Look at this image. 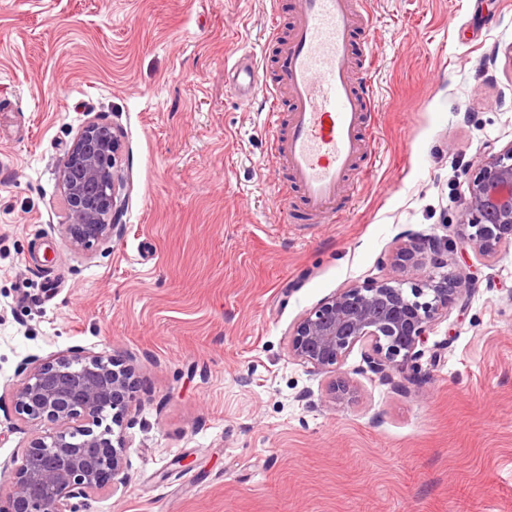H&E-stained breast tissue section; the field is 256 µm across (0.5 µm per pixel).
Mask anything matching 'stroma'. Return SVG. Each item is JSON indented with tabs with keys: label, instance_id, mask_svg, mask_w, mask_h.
Returning <instances> with one entry per match:
<instances>
[{
	"label": "stroma",
	"instance_id": "1",
	"mask_svg": "<svg viewBox=\"0 0 512 512\" xmlns=\"http://www.w3.org/2000/svg\"><path fill=\"white\" fill-rule=\"evenodd\" d=\"M298 0H0V469L38 427L14 411L26 360L81 348L132 365L123 483L80 512H512V242L456 240L467 175L512 143V0H369L363 71L380 160L341 224H290L242 50L276 73L271 15ZM118 128L126 230L59 234L58 164L86 121ZM447 233L473 272L418 368L366 346L332 376L290 355L338 290L393 278L405 233Z\"/></svg>",
	"mask_w": 512,
	"mask_h": 512
}]
</instances>
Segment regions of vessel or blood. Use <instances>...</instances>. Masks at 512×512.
Returning <instances> with one entry per match:
<instances>
[{"instance_id": "b4317fda", "label": "vessel or blood", "mask_w": 512, "mask_h": 512, "mask_svg": "<svg viewBox=\"0 0 512 512\" xmlns=\"http://www.w3.org/2000/svg\"><path fill=\"white\" fill-rule=\"evenodd\" d=\"M368 22L364 0H301L287 33L274 26L268 35L277 50L275 82L261 83L264 63L253 53L226 64L238 97L263 95L277 131L269 154L288 170L312 220L337 216L339 196L368 152L370 98L352 74L353 62L367 68L374 58L355 52V35Z\"/></svg>"}]
</instances>
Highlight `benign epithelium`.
I'll return each mask as SVG.
<instances>
[{"label":"benign epithelium","mask_w":512,"mask_h":512,"mask_svg":"<svg viewBox=\"0 0 512 512\" xmlns=\"http://www.w3.org/2000/svg\"><path fill=\"white\" fill-rule=\"evenodd\" d=\"M120 142L114 128L87 122L60 161L59 179L79 223L63 224L64 243L76 250L119 238L124 225L122 184L116 174ZM457 234L489 256L512 240V143L491 153L468 180ZM448 237L405 235L391 265L405 278L352 285L324 299L293 327L289 352L320 373H331L358 344L370 343V371L389 378L424 355L427 332L448 309L463 308L477 278L466 272L436 278L427 265L448 266ZM135 368L111 356L73 349L26 362L12 390L17 414L47 432L36 434L11 469L12 490L0 512H79V503L125 479L124 436ZM112 425L97 432L104 418Z\"/></svg>","instance_id":"obj_1"}]
</instances>
